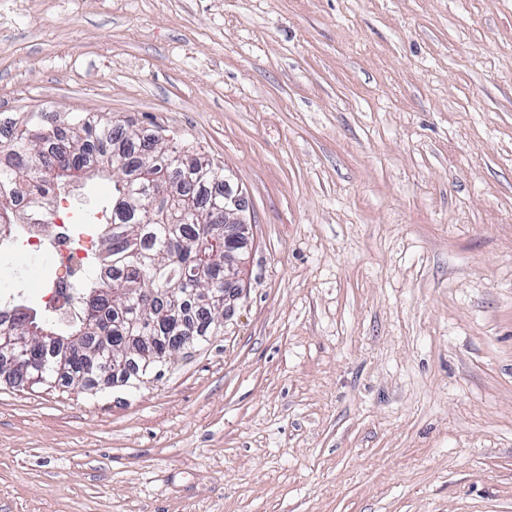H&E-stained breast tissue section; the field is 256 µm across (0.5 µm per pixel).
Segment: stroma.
<instances>
[{"mask_svg": "<svg viewBox=\"0 0 512 512\" xmlns=\"http://www.w3.org/2000/svg\"><path fill=\"white\" fill-rule=\"evenodd\" d=\"M32 112L162 126L253 226L159 377H0V512H512V0H0V139ZM53 276L0 246V299Z\"/></svg>", "mask_w": 512, "mask_h": 512, "instance_id": "1", "label": "stroma"}]
</instances>
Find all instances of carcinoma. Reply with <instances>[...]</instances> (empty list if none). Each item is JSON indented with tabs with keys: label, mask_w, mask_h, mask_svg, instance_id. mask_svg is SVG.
Instances as JSON below:
<instances>
[{
	"label": "carcinoma",
	"mask_w": 512,
	"mask_h": 512,
	"mask_svg": "<svg viewBox=\"0 0 512 512\" xmlns=\"http://www.w3.org/2000/svg\"><path fill=\"white\" fill-rule=\"evenodd\" d=\"M131 128L128 121L91 113L72 116L63 127L45 121L39 112L30 114L0 145V245L17 237L21 220L35 219L26 224L29 230L53 224L54 199L69 197L76 182L109 176L114 203L137 193V172L147 160L151 131L134 135ZM65 139L73 145L69 158L46 180L42 161L57 155ZM114 157L123 159L124 171L112 173ZM154 169L162 184H172L168 202L188 212L186 222L161 224L147 211L105 210L102 216L91 217L98 239L95 273L73 289L66 318L49 319L36 311L29 318L15 304H0V330L10 326L29 336L89 337L88 344L68 350L35 343L37 371L50 383L81 390L98 387L89 379V369L102 360L98 341L122 347L126 337L140 335L129 323L136 311L126 298L130 291L153 294L148 312L152 326L147 332L150 341L138 347L139 354L127 364L126 383L140 385L155 375L177 340L191 336L199 342L211 333L213 319L205 307L190 297L175 311L165 292L178 285L191 294L196 285L190 283L188 270L203 262L215 283L224 286V169L179 139L173 141L170 155L154 162Z\"/></svg>",
	"instance_id": "carcinoma-1"
}]
</instances>
